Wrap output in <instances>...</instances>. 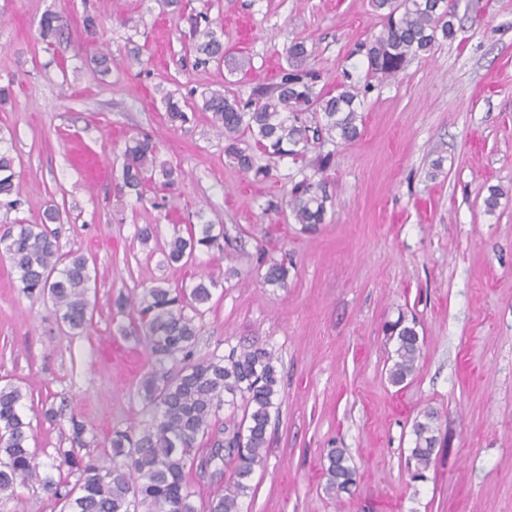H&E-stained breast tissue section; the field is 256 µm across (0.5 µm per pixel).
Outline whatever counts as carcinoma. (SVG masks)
Instances as JSON below:
<instances>
[{
	"mask_svg": "<svg viewBox=\"0 0 512 512\" xmlns=\"http://www.w3.org/2000/svg\"><path fill=\"white\" fill-rule=\"evenodd\" d=\"M372 7L383 20L381 30L354 50L366 59L364 80L345 70L335 86H320L315 49L305 40H295L284 49L285 65L276 82L254 88L245 100L224 89L202 95L201 110L211 113V126L224 136V155L235 167L265 180L271 176L270 168L256 163L258 152L270 158H297L325 135L356 140L365 98L374 83L396 78L411 60L456 37L455 6L448 0H372ZM188 23V49L196 65L224 66L231 73L239 68L224 53V28L218 21L200 13L189 17ZM38 30L42 40L50 42L62 36L64 26L58 15L47 12ZM161 99L171 124L190 121L187 110H195V104L179 100L173 91L161 92ZM159 152L158 142L147 133L125 141L119 193L141 200L148 191L172 190L180 183L183 170L160 160ZM329 162L330 155L325 154L312 165V174L289 178L286 205L296 223L306 227L324 223L328 195L315 177ZM14 163L10 149L0 147V198H8V206L17 205L10 199L18 193ZM196 217L199 223L187 225L184 235L175 232L161 249L164 264L184 266L202 248L224 249V232L215 231V224L203 220L202 212ZM59 219V210L49 208L42 224L10 225L0 233V256L17 273L23 293L33 300H50L61 323L81 336L92 322L87 299L91 274L83 254H59L55 237L44 229V224ZM258 261L267 266L264 285L287 286L288 252H282L279 260L262 254ZM221 287L222 277L209 275L191 288L151 286L138 297L117 300L119 308L129 306L134 311L133 334L151 352V369L136 389L149 419L139 430L113 429L108 453H80L88 447L86 425L73 418L71 448L58 449L47 463L37 462L29 446L31 422L22 412L26 395L18 386H0V497L14 498L18 489L37 486L63 501L66 512H198L194 491L185 480L186 469L197 461L210 466L227 456L237 465L224 484V495L210 502L209 512H242L241 499L251 490L255 467L264 461L281 379L272 353L262 346L232 349L206 360L194 357L199 334L195 316ZM189 310L194 315H188ZM385 333L393 342L387 379L401 386L418 371L419 334L403 318L386 325ZM168 361L175 367L165 369ZM240 404L243 414L237 422L234 416ZM222 409L230 410L224 438L214 439L208 456L199 460L198 436L208 431ZM435 420V413L425 411L412 425L414 447L408 460L414 464L416 479H427L435 460ZM326 460V490L337 498L352 494L356 471L348 464L346 450L331 448ZM65 469L77 476L72 486L61 477Z\"/></svg>",
	"mask_w": 512,
	"mask_h": 512,
	"instance_id": "carcinoma-1",
	"label": "carcinoma"
}]
</instances>
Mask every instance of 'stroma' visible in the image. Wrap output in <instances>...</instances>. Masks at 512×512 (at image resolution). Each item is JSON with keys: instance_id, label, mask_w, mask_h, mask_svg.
<instances>
[{"instance_id": "1", "label": "stroma", "mask_w": 512, "mask_h": 512, "mask_svg": "<svg viewBox=\"0 0 512 512\" xmlns=\"http://www.w3.org/2000/svg\"><path fill=\"white\" fill-rule=\"evenodd\" d=\"M47 11L69 24L51 45L38 35ZM457 13L454 41L369 94L357 140L324 144L327 212L307 229L283 210L301 161L258 157L272 175L255 181L225 157L208 113L171 127L159 91L196 100L225 84L248 97L274 80L298 38L315 43L327 80L345 69L364 76L354 48L382 25L370 0H212L210 16L243 65L231 76L195 67L186 19L159 0H0V86L9 90L0 135L19 183L18 205H0V228L41 223L58 208L49 230L61 254H84L92 275V325L73 336L0 258V385L59 412L32 417L38 454L70 448L75 419L95 453L113 428L143 426L136 388L151 358L121 335L130 318L114 300L214 272L226 280L196 318V358L256 344L281 376L243 512H512V0H459ZM88 14L101 22L95 42L82 28ZM99 41L112 55L105 76L90 62ZM140 132L186 173L161 209L156 194L139 202L115 189L123 141ZM438 159L442 171L429 179ZM493 187L501 196L489 214ZM199 212L223 224V252L161 264L160 247ZM146 224L156 234L144 245L137 230ZM261 251L289 255L286 287L262 285ZM401 315L416 320L422 349L414 379L394 387L383 326ZM427 409L443 442L416 481L412 424ZM330 448L346 449L358 478L339 499L325 491ZM234 467L187 470L196 503L223 494Z\"/></svg>"}]
</instances>
